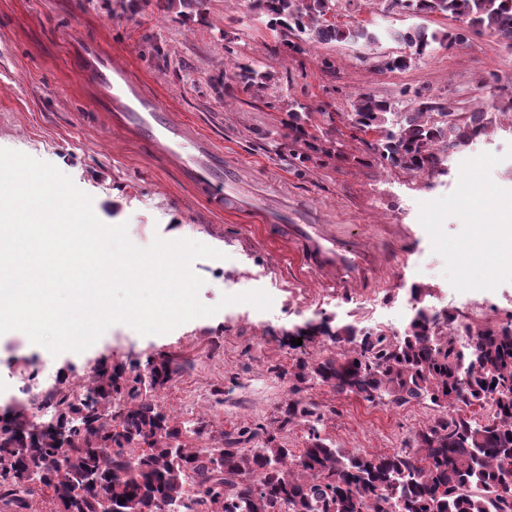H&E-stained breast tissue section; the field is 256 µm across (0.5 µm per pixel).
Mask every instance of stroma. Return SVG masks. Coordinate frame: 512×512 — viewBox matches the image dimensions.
Listing matches in <instances>:
<instances>
[{
    "label": "stroma",
    "instance_id": "35a3bbf8",
    "mask_svg": "<svg viewBox=\"0 0 512 512\" xmlns=\"http://www.w3.org/2000/svg\"><path fill=\"white\" fill-rule=\"evenodd\" d=\"M333 19L341 27L367 26L380 39L287 50L251 0H206L200 20L151 4L133 14L120 0H0V148L69 175L92 196L96 216L127 224L136 245L188 238L223 252V259L193 264L204 280V303L258 289L273 299L267 311L234 304L164 335L118 324L81 353L55 356L23 332L2 334L0 410L17 404L22 376L43 367L55 377L88 378L106 357L142 368L175 354L182 369L157 401L184 440L200 448L242 427L257 430L251 445L260 447L291 396L315 406L313 417L279 431L291 448L306 447L317 433L339 448L384 452L412 445L437 418L427 402L370 403L312 378L288 382L281 376L291 367L284 354L319 360L332 352L325 337L306 336L295 346L291 330L309 322L362 327L373 307L387 304L401 330L416 308L442 303L477 329L512 321V277L498 276L474 293L458 280L462 268L468 280L485 278L486 258L500 247L483 227L497 221L495 195L512 187V47L472 33L453 47L435 46L407 69L387 71L382 61L405 51L389 31L419 24L457 30L463 21L416 15L389 0H337ZM83 38L118 51L176 119L194 123L240 159L244 183L274 182L289 206L319 211L329 232L356 242L369 257L367 277L335 286L275 225L210 211L177 170L99 115L77 75ZM251 62L270 74L255 93L231 78L235 64ZM489 75L491 90L482 82ZM362 94L390 102L396 112L413 111L428 97L438 111L481 110L493 122L475 141L471 170H459L455 149L445 148L447 174L426 176L385 165L376 137L350 127L348 114ZM297 107L322 152L304 156L289 137L288 114ZM327 112L335 123L324 121ZM475 238L482 252L464 250Z\"/></svg>",
    "mask_w": 512,
    "mask_h": 512
}]
</instances>
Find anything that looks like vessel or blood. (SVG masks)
<instances>
[{"mask_svg": "<svg viewBox=\"0 0 512 512\" xmlns=\"http://www.w3.org/2000/svg\"><path fill=\"white\" fill-rule=\"evenodd\" d=\"M77 71L112 126L167 158L212 211L251 214L262 223L280 225L317 270L335 273L340 279L366 273L368 259L355 242L336 238L317 217L296 219L288 207L270 208L263 195L243 189L237 163L194 127L177 122L161 98L144 87L117 53L82 41Z\"/></svg>", "mask_w": 512, "mask_h": 512, "instance_id": "1", "label": "vessel or blood"}]
</instances>
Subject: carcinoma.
Wrapping results in <instances>:
<instances>
[{
    "label": "carcinoma",
    "mask_w": 512,
    "mask_h": 512,
    "mask_svg": "<svg viewBox=\"0 0 512 512\" xmlns=\"http://www.w3.org/2000/svg\"><path fill=\"white\" fill-rule=\"evenodd\" d=\"M423 14L463 19L467 30L488 33L512 46V0H393ZM266 26L280 45L333 41L371 44L365 27H340L328 16L335 0H255ZM190 17L204 0H156ZM410 53L383 62L387 70L406 69L435 44L464 41L460 31L423 25L390 33ZM243 89H261L270 79L257 64L235 66ZM360 95L349 115L357 132L378 134L386 165L417 172L437 168L440 146H458L484 132L488 113L437 112L418 102L412 112ZM434 319H411L401 336H359L348 324L307 326L300 335L321 334L350 350L310 363L297 359L286 374L298 382L314 378L338 393L368 402L386 398L397 405L430 401L442 417L418 431L415 444L391 452L358 455L336 448L315 434L297 450L266 440L247 448L254 435L224 432L215 448H195L162 412L154 392L166 387L182 365L174 355L147 363L149 380L123 363L101 362L87 383L83 400L57 390L35 396L0 416V505L27 512L40 497L53 512H512V326L474 333L465 352L455 337L436 335ZM493 398L495 418L479 424L467 409ZM51 411L56 426L41 431L32 411ZM313 415L310 406L290 398L279 429Z\"/></svg>",
    "instance_id": "carcinoma-1"
}]
</instances>
